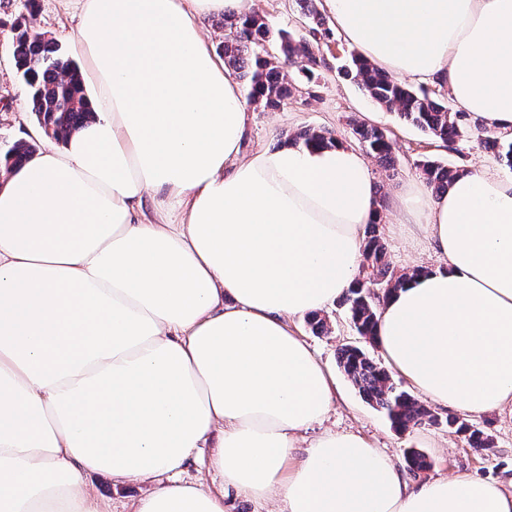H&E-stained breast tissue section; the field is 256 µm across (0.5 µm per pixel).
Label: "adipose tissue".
Segmentation results:
<instances>
[{"label":"adipose tissue","mask_w":512,"mask_h":512,"mask_svg":"<svg viewBox=\"0 0 512 512\" xmlns=\"http://www.w3.org/2000/svg\"><path fill=\"white\" fill-rule=\"evenodd\" d=\"M318 2L364 60L441 79L512 142V0ZM249 3L76 0L94 118L0 175V512H105L95 477L136 485L132 512H224L228 489L288 512H512V489L410 483L356 433L299 449L338 390L290 323L352 287L382 208L349 145L242 156L248 104L201 20ZM398 202L441 264L383 300L385 364L462 417H512V174ZM207 444L212 483L174 480Z\"/></svg>","instance_id":"obj_1"}]
</instances>
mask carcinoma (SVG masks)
Listing matches in <instances>:
<instances>
[{
	"label": "carcinoma",
	"instance_id": "carcinoma-1",
	"mask_svg": "<svg viewBox=\"0 0 512 512\" xmlns=\"http://www.w3.org/2000/svg\"><path fill=\"white\" fill-rule=\"evenodd\" d=\"M298 3L302 13L314 24L311 28L313 34L323 37L332 34L315 0H298ZM11 31L12 55L16 69L28 87L31 111L47 136L64 142L70 134L93 119V113L87 106L82 74L53 39L30 34L26 23L20 20L11 24ZM221 50L225 65L238 75L247 100L265 109H278L288 101L293 85L286 67L297 63V59L307 61L302 72L314 75V68L308 64L315 56L313 47L297 43L289 31H272L254 10L224 20ZM338 72L353 79L375 101L396 111L402 120L448 147L480 130L485 149L500 153L512 167V143L507 144L497 134L479 129L471 117L450 111L437 93L416 92L359 56L351 57V62L338 67ZM355 134L368 154L380 164L385 167L393 165V144L384 131L360 124ZM334 144L336 139L331 133L314 128L301 131L293 139V145L305 149ZM34 153L33 145L15 143L0 153V167L8 170L22 164ZM417 168L436 194L447 191L459 173L456 168L429 159L419 163ZM385 255L380 223L375 221L365 230L363 275L344 297L352 326L370 343L374 341L381 299L402 280L390 270ZM337 361L361 396L383 411L395 429L404 431L420 424H445L471 448L490 446L491 439L484 430L457 416L444 420L435 415L411 393L398 386L384 363L373 359L364 348L345 345L339 349ZM407 465L415 475L429 469L431 461L424 453L412 448L407 454Z\"/></svg>",
	"mask_w": 512,
	"mask_h": 512
}]
</instances>
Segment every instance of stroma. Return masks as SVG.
<instances>
[{
	"mask_svg": "<svg viewBox=\"0 0 512 512\" xmlns=\"http://www.w3.org/2000/svg\"><path fill=\"white\" fill-rule=\"evenodd\" d=\"M252 10L260 13L272 30L285 29L298 37L307 36L301 25L303 17L295 0H252ZM26 21L30 32L54 38L66 54H73L78 36L77 8L71 0H0V22ZM333 44H321L325 66L306 77L298 66L288 68L295 87L287 104L277 110L250 108L243 139L244 154L258 148L276 146L307 127L331 131L349 146H356L354 122H365L384 129L395 144L397 164L394 169L372 163L371 168L385 198L380 226L386 245V260L395 273L411 267L437 266L427 240L414 233L411 225L397 221L391 202L420 180L418 161L430 158L444 165L470 169L491 167L501 173L512 172L491 151L484 149L477 136H469L452 147L403 122L396 112L378 104L355 82L338 74L341 60L355 53V46L334 34ZM46 137L29 105L28 88L17 73L10 47L0 48V151L13 143L26 141L42 146ZM329 331L313 333L305 319L294 324L305 337L317 357L329 368L337 366V351L345 344H360L361 338L351 328L346 310L334 303L327 310ZM339 396L334 409L319 424L310 427L306 440H313L325 430L355 432L372 447L387 452L397 464H404L407 450L415 448L433 462L430 470L420 473V480L437 476L466 473L491 485H512V420L491 414L474 418V425L491 438L490 447L475 449L465 445L442 426H417L407 431L394 429L386 417L367 404L344 374H337Z\"/></svg>",
	"mask_w": 512,
	"mask_h": 512,
	"instance_id": "35a3bbf8",
	"label": "stroma"
}]
</instances>
